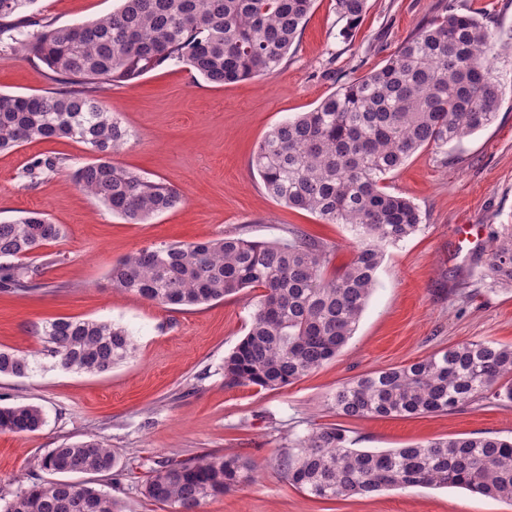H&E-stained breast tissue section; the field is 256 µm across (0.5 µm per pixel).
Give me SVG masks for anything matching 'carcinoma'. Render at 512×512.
Here are the masks:
<instances>
[{
    "mask_svg": "<svg viewBox=\"0 0 512 512\" xmlns=\"http://www.w3.org/2000/svg\"><path fill=\"white\" fill-rule=\"evenodd\" d=\"M37 0H0V43L37 58L62 88L43 94L0 93V151L42 141L84 144L96 159L73 173L78 188L130 224L178 207L181 192L112 162L129 131L100 99L105 84L133 83L167 61L183 63L222 86L275 72L300 35L313 0H122L99 19L55 26L33 11ZM366 0H336L348 37ZM512 31L446 6L422 24L386 63L348 80L316 108L272 128L253 165L267 193L327 224H347L358 239L352 259L329 275L333 249L293 230L286 241L241 236L138 249L112 265V287L164 307H197L259 288L248 332L224 357L230 387L280 389L334 359L355 333L374 290L383 247L414 234L413 202L385 191L387 174L419 148L444 146L491 124L503 86L490 66ZM64 168L45 154L24 170L29 186ZM61 225L30 211L0 222V293L44 287L35 252L62 237ZM497 280L512 284V224L483 251ZM43 354L63 369L100 374L134 353L127 329L109 322L58 317L37 330ZM31 359L0 350V374L26 377ZM481 399L512 402V346L458 344L409 364L374 371L336 387L332 404L349 419L448 413ZM41 407L0 405V432L33 433ZM112 448L90 438L50 449V474L112 473ZM282 478L322 500L383 489L457 487L512 502V439L446 438L382 451L348 447L344 430L317 427L279 462ZM238 455L200 454L161 461L143 495L173 512H200L210 498L249 480ZM0 512H123L89 482L44 480L20 490Z\"/></svg>",
    "mask_w": 512,
    "mask_h": 512,
    "instance_id": "1",
    "label": "carcinoma"
}]
</instances>
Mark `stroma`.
<instances>
[{"instance_id":"obj_1","label":"stroma","mask_w":512,"mask_h":512,"mask_svg":"<svg viewBox=\"0 0 512 512\" xmlns=\"http://www.w3.org/2000/svg\"><path fill=\"white\" fill-rule=\"evenodd\" d=\"M448 0H367L350 40L336 0H314L308 21L277 72L224 86L167 62L139 81L106 86L102 97L130 133L115 163L161 179L183 202L143 224L112 214L75 185L71 171L92 162L70 140L0 152V220L42 211L64 230L45 246L53 262L46 287L0 296V350L29 355L27 377L0 376V405L34 404L45 415L33 434L0 433V497L47 479L48 450L96 438L112 446L123 474H97L124 512H170L141 487L156 462L203 453L238 454L256 480L209 499L202 512H512V503L459 488L385 490L327 501L289 485L279 460L315 427L345 429L350 447L386 450L449 437H512V403L477 402L450 413L351 420L331 404L336 387L479 340L512 346V285L485 276L479 257L501 225L512 224V54L498 56L505 95L494 121L465 138L413 154L389 174L388 192L418 208V231L386 246L377 284L354 335L329 363L291 385L265 390L224 384V358L247 333L254 291L175 310L113 290V263L162 242L239 235L285 240L298 229L333 247L332 267L355 243L348 226L273 199L252 166L269 130L314 109L343 82L380 68ZM118 0H37L58 25L112 12ZM49 70L0 44V92L54 90ZM65 157L67 167L29 187L21 176L36 155ZM59 316L111 320L133 336V356L112 371L80 374L52 366L35 329Z\"/></svg>"}]
</instances>
